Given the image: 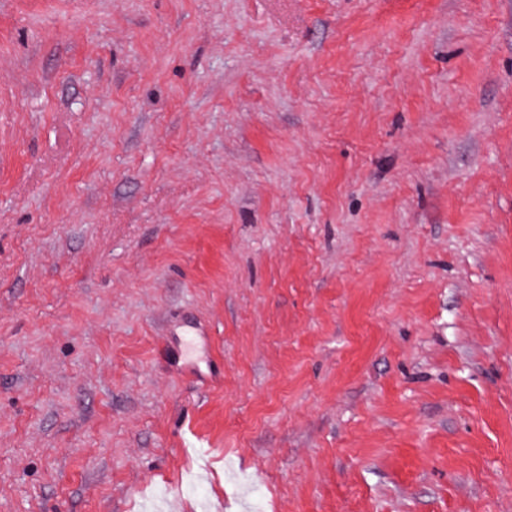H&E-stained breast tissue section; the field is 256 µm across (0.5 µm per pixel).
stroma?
Instances as JSON below:
<instances>
[{"mask_svg": "<svg viewBox=\"0 0 512 512\" xmlns=\"http://www.w3.org/2000/svg\"><path fill=\"white\" fill-rule=\"evenodd\" d=\"M512 512V0H0V512Z\"/></svg>", "mask_w": 512, "mask_h": 512, "instance_id": "stroma-1", "label": "stroma"}]
</instances>
